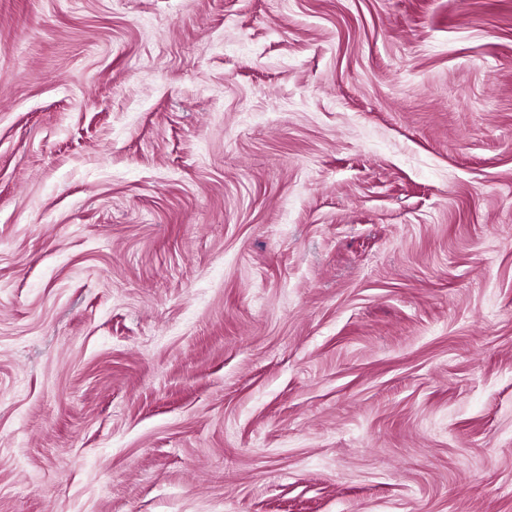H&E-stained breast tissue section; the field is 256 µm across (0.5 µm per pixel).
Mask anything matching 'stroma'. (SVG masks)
<instances>
[{
	"instance_id": "35a3bbf8",
	"label": "stroma",
	"mask_w": 512,
	"mask_h": 512,
	"mask_svg": "<svg viewBox=\"0 0 512 512\" xmlns=\"http://www.w3.org/2000/svg\"><path fill=\"white\" fill-rule=\"evenodd\" d=\"M0 512H512V0H0Z\"/></svg>"
}]
</instances>
